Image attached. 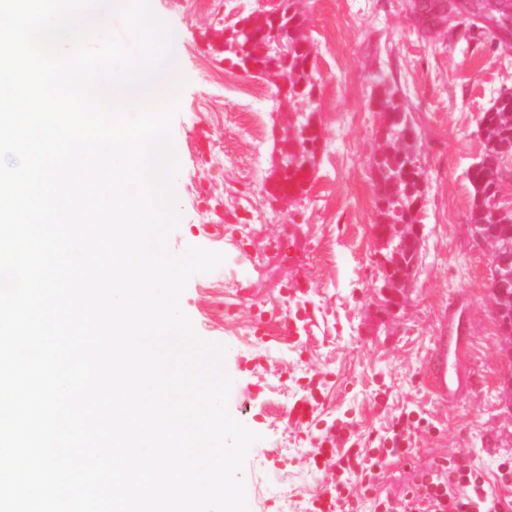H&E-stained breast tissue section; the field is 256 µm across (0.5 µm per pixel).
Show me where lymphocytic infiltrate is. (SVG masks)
<instances>
[{
    "mask_svg": "<svg viewBox=\"0 0 512 512\" xmlns=\"http://www.w3.org/2000/svg\"><path fill=\"white\" fill-rule=\"evenodd\" d=\"M419 428L404 411L379 437L376 454L360 448H317V455L335 466L338 481L334 492L313 501L311 512H359L363 502L369 503L370 512H512V496L489 491L473 476V465L463 454L433 464L426 480L410 486L399 501L377 493L375 481L385 468L413 454Z\"/></svg>",
    "mask_w": 512,
    "mask_h": 512,
    "instance_id": "lymphocytic-infiltrate-1",
    "label": "lymphocytic infiltrate"
}]
</instances>
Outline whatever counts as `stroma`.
<instances>
[{"label":"stroma","instance_id":"obj_1","mask_svg":"<svg viewBox=\"0 0 512 512\" xmlns=\"http://www.w3.org/2000/svg\"><path fill=\"white\" fill-rule=\"evenodd\" d=\"M192 2L149 0L181 42L187 81L172 124L181 220L168 245L226 256L190 278L180 305L201 337L226 346L229 411L260 436L242 471L250 512H309L331 481V467L314 454L326 429L343 426L370 441L407 408L431 426L411 459L387 467L382 489L463 452L479 479L506 493L512 355L492 313L487 252L468 234V172L483 149L480 114L512 91V31L485 34L458 16L427 32L409 0H304L323 139L307 193L275 208L274 89L214 54L225 24L266 0L217 12ZM384 83L396 86L420 130L427 174L419 267L409 303L395 313L376 305L383 281L371 102ZM450 316L468 340L471 378L448 403L435 395L427 363ZM301 404L299 420L291 411Z\"/></svg>","mask_w":512,"mask_h":512}]
</instances>
